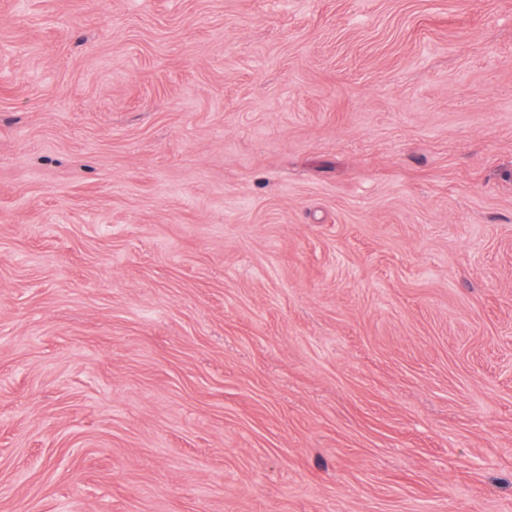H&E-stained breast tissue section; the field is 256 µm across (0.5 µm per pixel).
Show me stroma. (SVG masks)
I'll return each mask as SVG.
<instances>
[{
  "instance_id": "1",
  "label": "stroma",
  "mask_w": 512,
  "mask_h": 512,
  "mask_svg": "<svg viewBox=\"0 0 512 512\" xmlns=\"http://www.w3.org/2000/svg\"><path fill=\"white\" fill-rule=\"evenodd\" d=\"M0 512H512V0H0Z\"/></svg>"
}]
</instances>
